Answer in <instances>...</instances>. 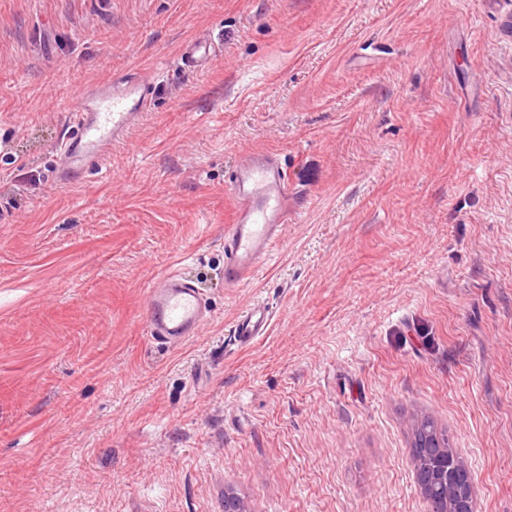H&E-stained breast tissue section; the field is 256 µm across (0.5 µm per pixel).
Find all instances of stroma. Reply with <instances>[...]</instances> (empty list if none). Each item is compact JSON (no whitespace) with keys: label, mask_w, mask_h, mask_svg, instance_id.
<instances>
[{"label":"stroma","mask_w":512,"mask_h":512,"mask_svg":"<svg viewBox=\"0 0 512 512\" xmlns=\"http://www.w3.org/2000/svg\"><path fill=\"white\" fill-rule=\"evenodd\" d=\"M133 67L144 120L63 179L84 93ZM255 151L295 214L228 288ZM0 206V512H427L421 414L512 512V0H0ZM173 269L209 316L165 345ZM211 54V45L200 36L191 37L180 49L181 60L193 68L204 66ZM206 311L201 289L180 273L169 271L148 295L150 335L164 343H181L199 333ZM270 324V311L262 303H253L242 309L236 316L232 336L239 344H251L265 336Z\"/></svg>","instance_id":"stroma-1"}]
</instances>
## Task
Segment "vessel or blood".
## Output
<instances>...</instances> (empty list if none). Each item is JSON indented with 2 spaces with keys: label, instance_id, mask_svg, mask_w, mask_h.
Listing matches in <instances>:
<instances>
[{
  "label": "vessel or blood",
  "instance_id": "b4317fda",
  "mask_svg": "<svg viewBox=\"0 0 512 512\" xmlns=\"http://www.w3.org/2000/svg\"><path fill=\"white\" fill-rule=\"evenodd\" d=\"M212 47L199 36L180 49L188 66H204ZM153 80L136 69L94 87L75 112L73 130L61 142L60 159L66 171L104 163L112 143L118 142L147 112ZM229 182L234 217L224 230V283L236 288L259 271L293 211L291 193L274 155L246 153L233 167ZM146 319L153 338L180 343L198 334L206 320L203 293L180 273L167 272L148 295ZM270 312L262 303L242 309L232 326L234 340L249 344L266 335Z\"/></svg>",
  "mask_w": 512,
  "mask_h": 512
}]
</instances>
